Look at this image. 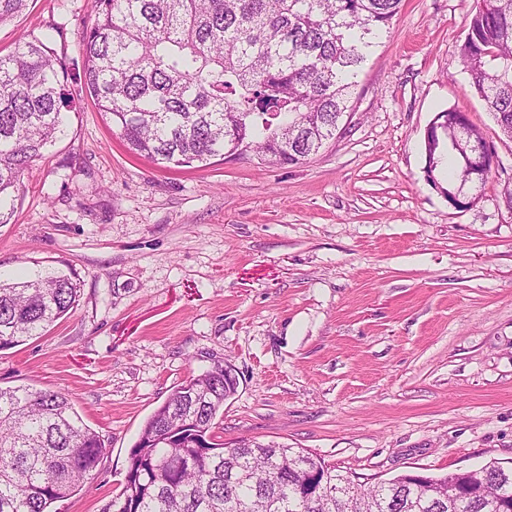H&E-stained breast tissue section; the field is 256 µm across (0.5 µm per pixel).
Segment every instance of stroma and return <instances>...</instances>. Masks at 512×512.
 Here are the masks:
<instances>
[{
  "mask_svg": "<svg viewBox=\"0 0 512 512\" xmlns=\"http://www.w3.org/2000/svg\"><path fill=\"white\" fill-rule=\"evenodd\" d=\"M477 0H403L353 109L303 163L254 154L166 168L131 153L90 97L24 173L0 278L71 269L72 311L0 351V386L68 394L106 451L61 512H107L146 420L228 360L215 432L276 441L362 484L512 465V141L462 70ZM91 0H27L0 52L49 38L81 60ZM496 152L477 200L424 174L437 112Z\"/></svg>",
  "mask_w": 512,
  "mask_h": 512,
  "instance_id": "stroma-1",
  "label": "stroma"
}]
</instances>
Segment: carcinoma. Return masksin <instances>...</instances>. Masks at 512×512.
<instances>
[{
    "label": "carcinoma",
    "instance_id": "1",
    "mask_svg": "<svg viewBox=\"0 0 512 512\" xmlns=\"http://www.w3.org/2000/svg\"><path fill=\"white\" fill-rule=\"evenodd\" d=\"M27 0H0V24ZM402 0H95L82 75L130 151L207 165L240 154L296 165L336 136L357 78ZM470 87L512 139V0H481L459 48ZM67 68L35 39L0 55V224L21 177L67 130ZM426 181L456 208L483 187L494 150L449 108L425 132ZM72 271L0 280V351L64 317ZM229 362L189 378L146 421L112 512H512V467L354 482L304 448L214 434L237 390ZM104 440L62 392L0 387V512H52L93 479Z\"/></svg>",
    "mask_w": 512,
    "mask_h": 512
}]
</instances>
